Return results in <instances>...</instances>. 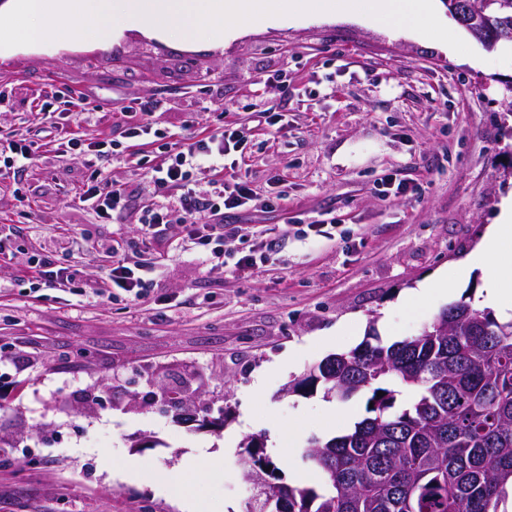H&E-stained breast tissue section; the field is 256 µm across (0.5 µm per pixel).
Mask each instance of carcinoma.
<instances>
[{
    "label": "carcinoma",
    "instance_id": "1",
    "mask_svg": "<svg viewBox=\"0 0 512 512\" xmlns=\"http://www.w3.org/2000/svg\"><path fill=\"white\" fill-rule=\"evenodd\" d=\"M486 39L512 46V0H491ZM418 335L328 356L288 385L348 400L369 390L370 416L311 441L319 482L281 486L273 512H506L512 492V319L465 303ZM418 390L395 409L391 384ZM384 395H378V392ZM246 471L275 466L255 440Z\"/></svg>",
    "mask_w": 512,
    "mask_h": 512
}]
</instances>
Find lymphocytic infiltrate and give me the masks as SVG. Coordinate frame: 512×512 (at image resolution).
I'll list each match as a JSON object with an SVG mask.
<instances>
[{"label": "lymphocytic infiltrate", "mask_w": 512, "mask_h": 512, "mask_svg": "<svg viewBox=\"0 0 512 512\" xmlns=\"http://www.w3.org/2000/svg\"><path fill=\"white\" fill-rule=\"evenodd\" d=\"M248 138V129L229 128L186 147L171 149L164 161L152 168L149 183L158 189L177 188L179 195L174 201L143 212L138 219L143 235L153 237L161 224H178L184 227L189 240L210 247L212 257L223 255L225 216L250 207L255 200L248 182L226 173L224 164L225 156L240 149ZM203 164L214 173L204 184L194 177L195 170ZM80 198L103 220L127 209L122 185L103 187L102 173L97 168L91 171ZM104 288L112 298L121 292L134 300L142 297L147 288L142 264L126 259L113 263Z\"/></svg>", "instance_id": "f902f5d3"}]
</instances>
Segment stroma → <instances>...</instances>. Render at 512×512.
I'll use <instances>...</instances> for the list:
<instances>
[{
  "mask_svg": "<svg viewBox=\"0 0 512 512\" xmlns=\"http://www.w3.org/2000/svg\"><path fill=\"white\" fill-rule=\"evenodd\" d=\"M472 49L339 18L257 24L220 49L188 51L130 26L104 47L0 53V148L27 139L34 154L24 170H0V236L11 241L0 252V512H185L123 465L172 469L204 452L224 472L189 473L191 490L208 512H245L240 444L251 436L285 482L303 472L315 483L301 450L363 418L368 395L287 385L327 356L419 334L484 286L477 265L452 298L399 304L471 255L512 197V50ZM72 94L82 106L57 127L41 107ZM220 98L230 111L214 110ZM146 101L158 105L142 154L151 165L170 146L252 130L235 171L265 205L229 219L223 258L178 224L141 236L154 198L121 153L102 170L123 184L128 210L105 221L79 199L87 157L61 153L60 139L127 147L126 112ZM275 113L287 131L267 125ZM318 219L326 235L312 230ZM257 244L266 261L238 279L234 262ZM35 254L73 271L86 296L31 290ZM123 258L144 264L147 293L89 294ZM172 386L223 407V428L165 411Z\"/></svg>",
  "mask_w": 512,
  "mask_h": 512,
  "instance_id": "35a3bbf8",
  "label": "stroma"
}]
</instances>
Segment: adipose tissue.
<instances>
[{"label": "adipose tissue", "instance_id": "adipose-tissue-1", "mask_svg": "<svg viewBox=\"0 0 512 512\" xmlns=\"http://www.w3.org/2000/svg\"><path fill=\"white\" fill-rule=\"evenodd\" d=\"M477 253L484 260L485 288L482 293L484 306L494 309L501 316L512 315V200L504 201L493 224H490L478 247ZM127 466L148 483L163 486L184 501L190 512H204L183 475L172 471L160 473L150 464L139 459L128 460Z\"/></svg>", "mask_w": 512, "mask_h": 512}]
</instances>
